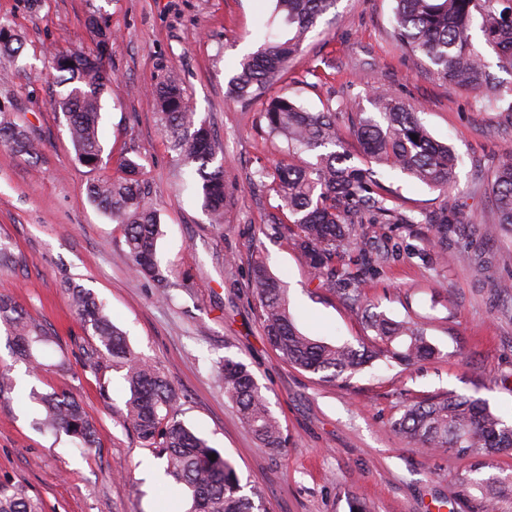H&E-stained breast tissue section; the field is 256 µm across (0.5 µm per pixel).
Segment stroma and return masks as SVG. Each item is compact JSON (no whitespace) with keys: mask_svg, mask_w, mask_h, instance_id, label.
<instances>
[{"mask_svg":"<svg viewBox=\"0 0 512 512\" xmlns=\"http://www.w3.org/2000/svg\"><path fill=\"white\" fill-rule=\"evenodd\" d=\"M393 6L337 0L300 59L269 89L314 112L336 110L353 151L352 110L373 111V95L383 92L418 106L429 133L460 158L450 191L380 169L403 211L445 206L460 214L447 249L433 245L429 225L380 224L370 249L385 262L363 268L355 245L338 259L358 272L356 288L378 311L423 321L438 357L408 368L378 361L333 383L280 360L249 288L258 256L286 288L301 332L355 346L366 339L361 316L319 287L292 240L267 230L287 222L288 213L273 191L255 184L254 173L281 159L282 142L269 136L261 101L240 102L231 83L259 46V26L281 29L274 0H0V17L23 41L19 55L0 54V110L41 140L33 156L0 145V242L19 258L0 268V295L66 347L83 333L68 284L92 290L133 351L175 387L178 419L231 460L266 512H349L354 499L375 512H464L454 483L464 460L413 447L393 421L403 405L449 391L484 399L512 422V296L497 288L512 282V234L484 231L495 221L492 172L512 153V113L418 72L390 36ZM93 14L112 33L105 68L119 89L102 101L103 162L95 169L75 158L55 104L56 73L47 65L49 52L94 49L87 25ZM169 80L210 127L232 179L223 225L209 223L162 129L156 88ZM127 158L140 164L159 214L163 290L133 272L123 225L85 192L91 180L122 176ZM226 358L244 363L261 385L282 426L280 451L262 447L225 398L218 364ZM1 368L18 383L0 396V481L24 486L44 512H188L190 491L173 486L165 461L121 421L129 397L122 370L95 375L74 362L33 381L0 325ZM33 389L72 393L96 424V448L83 453L71 437L36 429L41 407L29 398Z\"/></svg>","mask_w":512,"mask_h":512,"instance_id":"1","label":"stroma"}]
</instances>
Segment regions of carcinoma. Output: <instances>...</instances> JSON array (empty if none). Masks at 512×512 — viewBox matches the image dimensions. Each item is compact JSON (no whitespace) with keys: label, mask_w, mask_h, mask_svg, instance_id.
<instances>
[{"label":"carcinoma","mask_w":512,"mask_h":512,"mask_svg":"<svg viewBox=\"0 0 512 512\" xmlns=\"http://www.w3.org/2000/svg\"><path fill=\"white\" fill-rule=\"evenodd\" d=\"M336 0H276L275 11L284 15L288 38L269 32L257 51L241 63L233 83L244 103L263 96L289 59L302 51L308 32ZM90 28L98 37L92 53L73 51L51 56L52 68L64 87L56 100L63 113L77 161L95 168L102 161L99 138L101 99L112 93V77L104 67V47L110 38L102 21ZM391 35L416 69L449 82L465 92L481 94L495 108L512 112V84L494 81L484 50L494 52L499 67L512 73V0H395ZM482 36V48L473 43V29ZM22 42L12 27L0 23V51L16 53ZM164 130L177 161L196 179L202 205L213 224L224 221L227 179L224 162L216 161L211 129L196 122L183 88L170 81L157 88ZM376 112L352 113L353 133L367 161L387 164L430 187L450 190L457 181L454 150L435 140L418 118V111L398 101L374 98ZM263 117L268 132L286 145L288 155L315 153L314 161H281L257 171L258 181L272 190L288 211V223L271 224L279 235L292 234L306 266L320 287L337 291L354 311L365 318L371 336L354 347L334 345L304 335L289 311L286 289L261 260L251 267L250 285L259 303V316L271 347L287 363L319 374L325 382L349 379L376 360L411 366L438 355L426 327L414 320L394 321L370 310L357 288L356 275L337 267L340 245L361 229L366 236L375 224H411L415 219L399 210L395 192L370 167L352 162L336 123L327 109L311 112L295 99L275 96L265 102ZM417 139H412L411 135ZM0 142L16 152L37 153L35 133L0 111ZM127 177L93 181L87 194L111 220L126 226V246L135 273L158 283L165 281L157 258L160 222L139 178L140 165L125 160ZM497 223L512 227V154L497 166L491 183ZM434 239L448 248V234L458 215L441 209L428 217ZM71 305L90 344L71 338V352L84 369L97 374L114 365L125 371L130 398L125 403L124 424L143 446L166 459V472L175 485L192 493L190 512H262L253 497L242 493L232 463L190 427L177 419L176 394L161 370L136 355L125 334L104 312L91 291L71 288ZM0 323L5 325L19 356L37 379L44 370L39 361L45 348L56 344L41 323L11 300L0 297ZM224 394L235 406L240 422L266 448L282 447L281 426L253 374L241 362L224 360L220 367ZM29 396L43 408L38 428L63 432L81 448L95 442V425L82 404L70 393L49 394L31 390ZM394 431L417 448L443 450L458 458L474 459L455 477L456 499L466 512H512V473L485 474L491 460L512 450V425L494 413L489 404L450 393L430 396L404 406L393 422ZM216 459H210L211 455ZM0 512H43L41 502L22 488L0 483Z\"/></svg>","instance_id":"obj_1"}]
</instances>
